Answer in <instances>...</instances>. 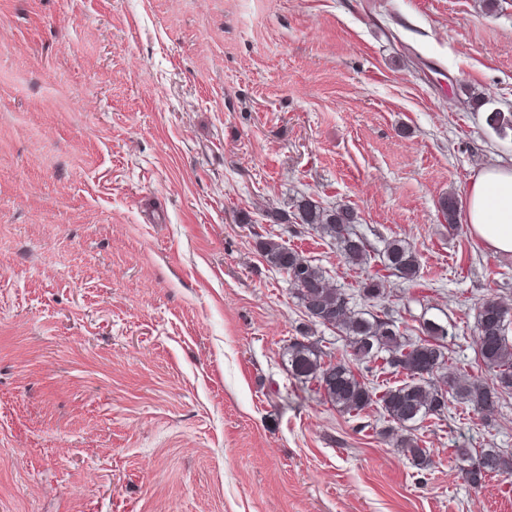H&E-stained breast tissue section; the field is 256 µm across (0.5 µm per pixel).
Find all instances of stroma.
<instances>
[{
	"instance_id": "stroma-1",
	"label": "stroma",
	"mask_w": 512,
	"mask_h": 512,
	"mask_svg": "<svg viewBox=\"0 0 512 512\" xmlns=\"http://www.w3.org/2000/svg\"><path fill=\"white\" fill-rule=\"evenodd\" d=\"M0 0V512H512L458 448L512 450L459 406L414 467L295 376L308 322L270 237L484 376L475 307L512 305V255L442 197L512 159V0ZM345 204L360 268L270 212ZM402 238L406 283L379 256ZM382 258L386 269L391 274L407 282L417 279L420 269L418 256L413 247L403 239L386 242Z\"/></svg>"
}]
</instances>
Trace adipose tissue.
<instances>
[{
    "instance_id": "1",
    "label": "adipose tissue",
    "mask_w": 512,
    "mask_h": 512,
    "mask_svg": "<svg viewBox=\"0 0 512 512\" xmlns=\"http://www.w3.org/2000/svg\"><path fill=\"white\" fill-rule=\"evenodd\" d=\"M464 219L487 247L512 254V163L483 166L472 179Z\"/></svg>"
}]
</instances>
